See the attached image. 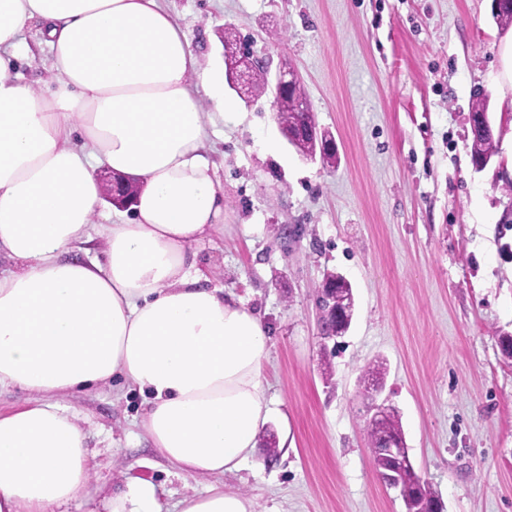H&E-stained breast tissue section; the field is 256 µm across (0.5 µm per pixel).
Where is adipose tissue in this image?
Wrapping results in <instances>:
<instances>
[{"label": "adipose tissue", "instance_id": "ef3b65f1", "mask_svg": "<svg viewBox=\"0 0 512 512\" xmlns=\"http://www.w3.org/2000/svg\"><path fill=\"white\" fill-rule=\"evenodd\" d=\"M42 23L55 82L17 72L24 30ZM159 0H0V390L28 396L0 414V512H163L157 486L129 481L88 500L90 450L63 400L122 381L146 393L139 426L179 470L214 477L178 512H255L218 483L255 454L270 408L263 321L207 287L195 245L224 228L205 153L200 94L225 110L218 77ZM136 179L106 257L72 258L102 199L97 167Z\"/></svg>", "mask_w": 512, "mask_h": 512}]
</instances>
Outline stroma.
<instances>
[{"mask_svg": "<svg viewBox=\"0 0 512 512\" xmlns=\"http://www.w3.org/2000/svg\"><path fill=\"white\" fill-rule=\"evenodd\" d=\"M198 72L224 76L219 32L232 26L272 67L301 76L334 168L283 137L271 95L225 89L205 148L224 191V229L195 246L209 284L269 329L263 364L278 455L257 449L225 474L256 512H405L380 483L364 438V366H386L416 472L444 512H512V112L498 108L492 0H160ZM21 71L36 89L56 73L37 27ZM488 95L498 142L471 158L470 111ZM352 285L356 310L337 340L319 334L316 286ZM91 450L86 492L145 479L165 512L210 480L174 469L138 427L145 397L114 382L67 401Z\"/></svg>", "mask_w": 512, "mask_h": 512, "instance_id": "stroma-1", "label": "stroma"}]
</instances>
